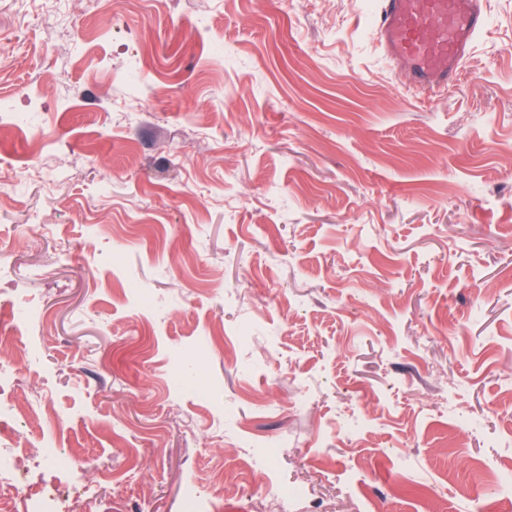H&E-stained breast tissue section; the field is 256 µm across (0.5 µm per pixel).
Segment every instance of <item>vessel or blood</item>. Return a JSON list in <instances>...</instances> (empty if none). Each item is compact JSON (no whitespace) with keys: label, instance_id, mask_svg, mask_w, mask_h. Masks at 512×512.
<instances>
[{"label":"vessel or blood","instance_id":"vessel-or-blood-1","mask_svg":"<svg viewBox=\"0 0 512 512\" xmlns=\"http://www.w3.org/2000/svg\"><path fill=\"white\" fill-rule=\"evenodd\" d=\"M486 20L485 0H382L377 33L408 83L433 90L452 85Z\"/></svg>","mask_w":512,"mask_h":512}]
</instances>
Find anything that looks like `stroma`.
<instances>
[{"label":"stroma","instance_id":"obj_1","mask_svg":"<svg viewBox=\"0 0 512 512\" xmlns=\"http://www.w3.org/2000/svg\"><path fill=\"white\" fill-rule=\"evenodd\" d=\"M379 5L0 0V441L54 442L61 512H483L472 459L512 480V0L427 93Z\"/></svg>","mask_w":512,"mask_h":512}]
</instances>
